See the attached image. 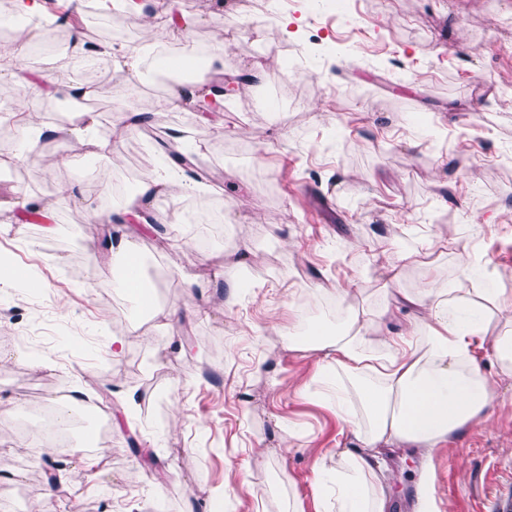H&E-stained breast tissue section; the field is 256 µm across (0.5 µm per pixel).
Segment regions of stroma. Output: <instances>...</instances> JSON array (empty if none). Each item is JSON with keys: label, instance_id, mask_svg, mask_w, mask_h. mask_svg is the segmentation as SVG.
<instances>
[{"label": "stroma", "instance_id": "1", "mask_svg": "<svg viewBox=\"0 0 512 512\" xmlns=\"http://www.w3.org/2000/svg\"><path fill=\"white\" fill-rule=\"evenodd\" d=\"M59 2L99 30L102 47L148 30L183 50L220 39L224 67L203 79L231 82L257 64L263 79L226 96L222 111L167 112L157 101L169 83L146 90L110 67V97L86 120L105 132L115 113L131 114L115 158L69 162L58 136L48 162L0 172V252L13 270L39 273L0 300V463L15 475L0 484V512H14L17 490L26 512H289L294 497L312 512L316 462L356 441L302 394L321 355L289 349V336L334 331L340 287L370 323L395 290L447 287L465 240L512 296V0H347L339 17L321 15L320 0H284L273 23L267 0H190L194 27L177 39L164 23ZM244 15L247 35L236 27ZM188 153L200 157L201 192L175 185L154 205L219 202L223 239L211 248L183 228L94 221L70 196L76 183L107 190ZM271 224L280 238L267 236ZM123 233L153 282L154 313L134 315L99 272L112 262L108 238ZM405 247L420 250L418 262L398 264ZM227 275L243 285L232 300ZM191 297L200 313L167 323L164 312ZM116 336L128 340L117 356ZM38 347L47 354L36 367ZM494 388L489 418L431 465L409 448L388 452L389 512H413L424 473L434 512H493L512 489V381ZM74 395L97 419L73 424L54 453V489L41 449L16 431ZM285 436L294 447L284 457ZM88 446L100 459L92 469Z\"/></svg>", "mask_w": 512, "mask_h": 512}]
</instances>
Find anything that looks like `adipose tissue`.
Returning a JSON list of instances; mask_svg holds the SVG:
<instances>
[{
    "instance_id": "1",
    "label": "adipose tissue",
    "mask_w": 512,
    "mask_h": 512,
    "mask_svg": "<svg viewBox=\"0 0 512 512\" xmlns=\"http://www.w3.org/2000/svg\"><path fill=\"white\" fill-rule=\"evenodd\" d=\"M45 35L41 29L0 44V83L27 95L75 94L76 86L55 64L40 75L18 66L29 43ZM127 131L118 115L111 138L76 122L68 139L75 152L105 157L115 154ZM173 178L166 170L147 176L122 205V215L137 224L162 223L150 204ZM463 249L465 259L447 288L396 299V308L418 314L414 328L398 333L384 326L374 333L354 312L336 335L304 342L322 354L318 398L335 409L357 442L355 448L337 449L335 464L318 469L316 495L333 512H387V449H418L428 463L462 429L486 417L495 394L483 360L512 379V300L486 278L478 246L467 243Z\"/></svg>"
}]
</instances>
